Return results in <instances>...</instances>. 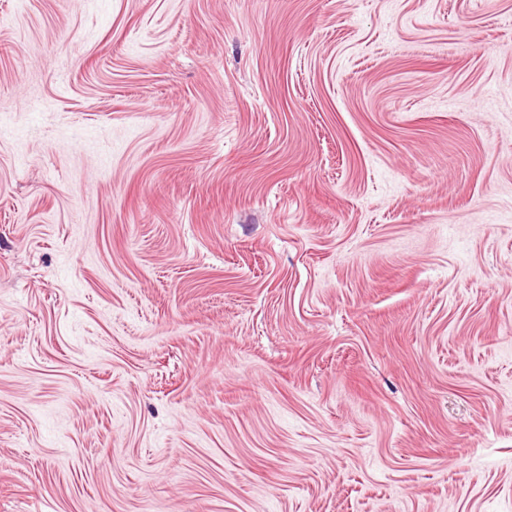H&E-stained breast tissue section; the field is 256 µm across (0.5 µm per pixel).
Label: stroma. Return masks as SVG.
I'll return each mask as SVG.
<instances>
[{
  "mask_svg": "<svg viewBox=\"0 0 512 512\" xmlns=\"http://www.w3.org/2000/svg\"><path fill=\"white\" fill-rule=\"evenodd\" d=\"M0 512H512V0H0Z\"/></svg>",
  "mask_w": 512,
  "mask_h": 512,
  "instance_id": "obj_1",
  "label": "stroma"
}]
</instances>
